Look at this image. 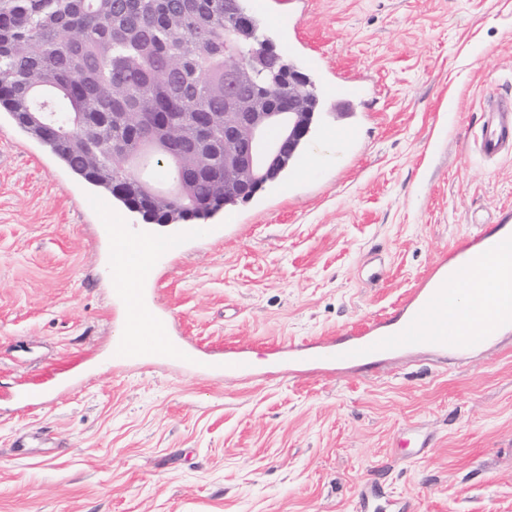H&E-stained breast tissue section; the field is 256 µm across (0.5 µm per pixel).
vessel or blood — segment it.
Returning <instances> with one entry per match:
<instances>
[{"mask_svg": "<svg viewBox=\"0 0 512 512\" xmlns=\"http://www.w3.org/2000/svg\"><path fill=\"white\" fill-rule=\"evenodd\" d=\"M478 148L490 159L512 154V107L499 104L489 109ZM487 236L488 251H497L505 245L512 247V212L502 211L497 224L488 231ZM139 244L141 250H150L152 259L143 263L138 253H134L113 260V269L121 272L130 269L134 272L132 281L118 280L114 294L117 300L128 307L129 320L144 316L149 323L136 335L114 346L113 360L127 361L148 353L158 359L183 364L200 363L212 373L232 371L242 374L252 371L257 365L256 360L244 356L200 361L194 350L171 336L165 321L150 313L144 303V284L153 273V261L176 251L179 243L173 239L148 235L140 238ZM402 311L401 318L394 326L372 324L356 332L352 340L336 345H317L302 350L301 355L309 360L339 358L357 362L423 346L439 351L460 352L471 342L470 337L464 336L457 324L460 313L450 297L447 271L437 269L429 274L421 287L405 299Z\"/></svg>", "mask_w": 512, "mask_h": 512, "instance_id": "b4317fda", "label": "vessel or blood"}]
</instances>
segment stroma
<instances>
[{
    "label": "stroma",
    "instance_id": "1",
    "mask_svg": "<svg viewBox=\"0 0 512 512\" xmlns=\"http://www.w3.org/2000/svg\"><path fill=\"white\" fill-rule=\"evenodd\" d=\"M269 2L265 35L322 99L312 161L193 237L0 112V512H512V333L250 376L112 359L107 225L182 237L148 282L172 336L263 359L395 316L512 210V156L476 146L512 98V0ZM336 128L355 139L323 148Z\"/></svg>",
    "mask_w": 512,
    "mask_h": 512
}]
</instances>
